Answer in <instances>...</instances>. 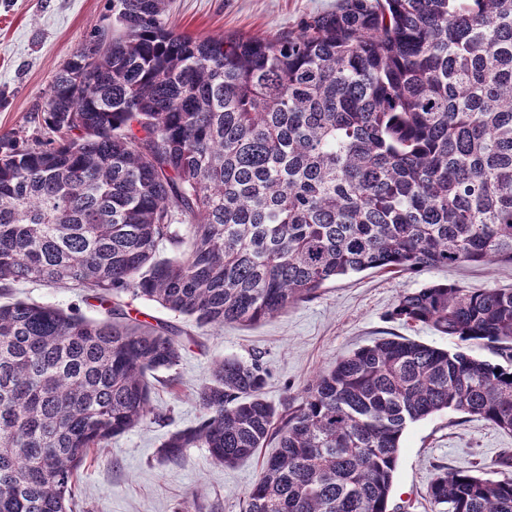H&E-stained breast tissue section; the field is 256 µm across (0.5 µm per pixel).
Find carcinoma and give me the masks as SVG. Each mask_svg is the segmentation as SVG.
Wrapping results in <instances>:
<instances>
[{
    "instance_id": "1",
    "label": "carcinoma",
    "mask_w": 512,
    "mask_h": 512,
    "mask_svg": "<svg viewBox=\"0 0 512 512\" xmlns=\"http://www.w3.org/2000/svg\"><path fill=\"white\" fill-rule=\"evenodd\" d=\"M169 0H112L45 98L0 136V512H73L88 456L153 414L175 326H252L374 269L512 265V0H339L299 29L193 37ZM75 290L104 318L10 297ZM392 316L512 345V288L432 284ZM216 358L204 418L157 460L230 467L276 442L245 512H388L401 439L441 412L512 432V368L402 336L339 356L282 408ZM434 512H512V477L442 468Z\"/></svg>"
}]
</instances>
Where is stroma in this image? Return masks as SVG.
<instances>
[{"label":"stroma","instance_id":"stroma-1","mask_svg":"<svg viewBox=\"0 0 512 512\" xmlns=\"http://www.w3.org/2000/svg\"><path fill=\"white\" fill-rule=\"evenodd\" d=\"M337 0H172L168 23L201 36L243 34L264 37L295 28L309 16L335 9ZM112 27L110 0H0V135L40 130L42 105L64 62L97 30ZM433 283L465 288H512V266L480 264L429 268L419 273H355L327 283L317 296L253 326L193 330L179 362L152 378L156 419L112 438L98 457L79 471L75 512H179L199 495L215 512H243L245 495L257 479L268 449L231 467L215 465L204 448L187 449L172 465L156 452L172 432L203 418L195 391L213 359L258 360L264 396L282 405L338 355L372 341L405 336L438 348L455 343L428 326L394 319L400 295ZM19 299L79 308L97 318L101 308L82 303L68 288L26 283ZM512 455V433L451 411L419 421L403 434L389 512H432L427 488L439 469L494 473Z\"/></svg>","mask_w":512,"mask_h":512}]
</instances>
